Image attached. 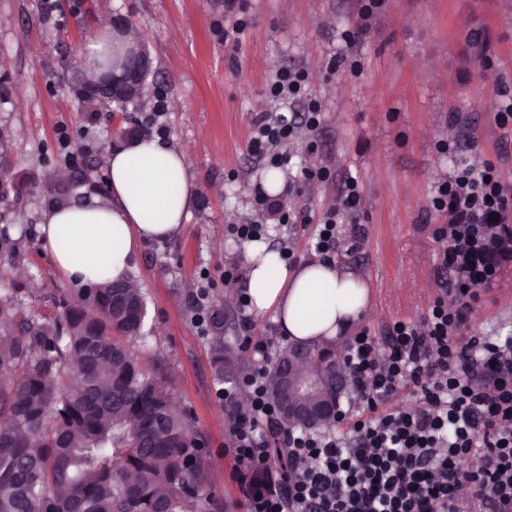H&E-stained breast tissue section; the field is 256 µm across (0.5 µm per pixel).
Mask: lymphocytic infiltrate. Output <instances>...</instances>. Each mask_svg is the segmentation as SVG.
<instances>
[{"instance_id": "lymphocytic-infiltrate-1", "label": "lymphocytic infiltrate", "mask_w": 512, "mask_h": 512, "mask_svg": "<svg viewBox=\"0 0 512 512\" xmlns=\"http://www.w3.org/2000/svg\"><path fill=\"white\" fill-rule=\"evenodd\" d=\"M307 82L305 69L283 68L268 85L273 100L300 103L303 124L269 114L255 121L247 150L266 166H288L284 145L324 122ZM361 207L358 182L349 180L316 221L314 250L331 258L342 224ZM432 207L445 217L434 236L449 274L430 308L420 321L392 322L386 343L367 329L348 341L358 411H341L327 432H288L281 459L259 429L277 419L266 382L270 342L255 334L239 292L236 342L252 365L218 397L229 409L226 451L247 512H512V338L477 337L469 326L482 291L512 264V191L493 162L464 160L437 185ZM403 388L415 406L389 408ZM259 470L268 478L257 487Z\"/></svg>"}]
</instances>
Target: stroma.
I'll return each instance as SVG.
<instances>
[{"label": "stroma", "mask_w": 512, "mask_h": 512, "mask_svg": "<svg viewBox=\"0 0 512 512\" xmlns=\"http://www.w3.org/2000/svg\"><path fill=\"white\" fill-rule=\"evenodd\" d=\"M361 0H239L249 20L223 36L224 0H0V161L16 193L0 202V227L18 246L0 255V291L47 318L58 301L76 300L77 285L53 268L42 235L53 173L72 175L75 198H106L109 148L140 126L163 100L161 144L185 149L197 198L179 238L145 244L130 276L147 295L146 341L132 351L164 371L177 405L208 446L207 462L219 498L214 512H246L224 454L227 409L215 397L209 343L192 321L191 300L201 279L212 298L235 312L248 276V246L226 236L230 224L253 216L252 191L267 167L247 151L257 116L269 110L266 88L284 67H306L310 92L326 106L323 127L286 145L277 203L320 216L348 178L363 193L357 224L342 227L334 262L358 272L371 311L353 323L385 336L398 319H420L436 294L439 246L433 228L443 216L431 207L438 181L453 168L438 143H458L468 159L495 163L512 189V127L496 113L512 90V0H385L368 25ZM133 31L149 54L148 97L128 111L89 113L74 94L88 66L83 48L106 36L113 21ZM364 31L336 72L328 64L343 32ZM316 154H308L309 141ZM82 151L95 157L86 171L66 162ZM320 163L332 181L308 186L301 168ZM236 180H227L228 172ZM311 224L270 223L266 245L290 244L297 263L317 260ZM235 262L237 281L224 280ZM478 336H512V265L475 309Z\"/></svg>", "instance_id": "stroma-1"}]
</instances>
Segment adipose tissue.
Wrapping results in <instances>:
<instances>
[{
	"instance_id": "ef3b65f1",
	"label": "adipose tissue",
	"mask_w": 512,
	"mask_h": 512,
	"mask_svg": "<svg viewBox=\"0 0 512 512\" xmlns=\"http://www.w3.org/2000/svg\"><path fill=\"white\" fill-rule=\"evenodd\" d=\"M109 200L90 197L50 208L44 239L56 270L85 285L128 281L134 255L147 242L178 237L195 202L184 152L154 140H134L109 150ZM327 288L323 320L297 322L300 306L313 302L315 285ZM248 289L254 314L275 313L284 336L339 339L369 310L367 289L357 274L335 264L311 261L295 268L263 246L248 254Z\"/></svg>"
}]
</instances>
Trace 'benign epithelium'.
I'll return each instance as SVG.
<instances>
[{
  "label": "benign epithelium",
  "mask_w": 512,
  "mask_h": 512,
  "mask_svg": "<svg viewBox=\"0 0 512 512\" xmlns=\"http://www.w3.org/2000/svg\"><path fill=\"white\" fill-rule=\"evenodd\" d=\"M149 70V59L138 56L128 70L118 76L108 79L103 87L113 98H125L135 91ZM290 358L288 369L299 370L312 359V349L304 342L288 344ZM349 374L342 362H331L326 370L314 373L311 376L301 375L290 385V394L303 396L301 400L288 399V419L298 420L311 425H322L327 420H333L339 416L340 404L334 401H315L311 399L318 387L324 386L329 391L336 393V398H341L347 389Z\"/></svg>",
  "instance_id": "1"
}]
</instances>
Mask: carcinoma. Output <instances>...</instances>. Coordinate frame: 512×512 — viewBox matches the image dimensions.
<instances>
[{
  "label": "carcinoma",
  "instance_id": "cac0c4a2",
  "mask_svg": "<svg viewBox=\"0 0 512 512\" xmlns=\"http://www.w3.org/2000/svg\"><path fill=\"white\" fill-rule=\"evenodd\" d=\"M106 58L84 81L91 107L103 70L140 51L117 28ZM60 301L48 319L0 296V512H212L207 450L167 379L130 351L145 339L139 288L108 282ZM215 385L232 373L224 303L202 311ZM288 348L267 371L279 398Z\"/></svg>",
  "mask_w": 512,
  "mask_h": 512
}]
</instances>
